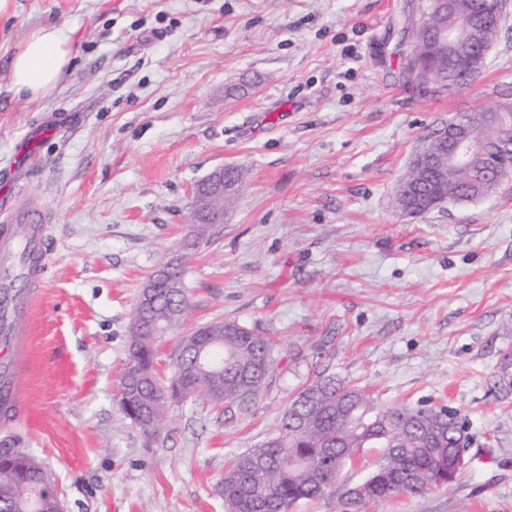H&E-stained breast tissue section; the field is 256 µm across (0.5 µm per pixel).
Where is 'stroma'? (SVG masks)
<instances>
[{"mask_svg":"<svg viewBox=\"0 0 512 512\" xmlns=\"http://www.w3.org/2000/svg\"><path fill=\"white\" fill-rule=\"evenodd\" d=\"M406 0H6L0 9V196L22 188L52 226L30 314L16 431L66 512H225L226 463L261 444L318 374L388 404L459 411L468 467L451 487L362 512H512V177L490 196L407 217L395 187L460 112L512 102V0L479 75L408 82ZM73 61L32 100L10 61L37 29ZM29 161L19 180L9 168ZM247 173L226 221L185 255L192 328L275 337L276 378L248 407L169 401L147 441L118 404L132 310L182 253L191 187Z\"/></svg>","mask_w":512,"mask_h":512,"instance_id":"35a3bbf8","label":"stroma"}]
</instances>
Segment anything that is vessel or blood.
I'll list each match as a JSON object with an SVG mask.
<instances>
[{
  "label": "vessel or blood",
  "instance_id": "b4317fda",
  "mask_svg": "<svg viewBox=\"0 0 512 512\" xmlns=\"http://www.w3.org/2000/svg\"><path fill=\"white\" fill-rule=\"evenodd\" d=\"M8 208L9 215L0 220V296L6 298L0 313V401L8 408L0 416V427L5 429L20 422L26 412L20 370L28 360V349L22 335L51 255L42 208L15 200Z\"/></svg>",
  "mask_w": 512,
  "mask_h": 512
}]
</instances>
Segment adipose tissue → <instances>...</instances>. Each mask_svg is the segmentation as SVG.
Returning <instances> with one entry per match:
<instances>
[{
	"label": "adipose tissue",
	"instance_id": "1",
	"mask_svg": "<svg viewBox=\"0 0 512 512\" xmlns=\"http://www.w3.org/2000/svg\"><path fill=\"white\" fill-rule=\"evenodd\" d=\"M72 58L71 37L62 26H49L33 33L11 60V78L16 90L32 99L54 90Z\"/></svg>",
	"mask_w": 512,
	"mask_h": 512
}]
</instances>
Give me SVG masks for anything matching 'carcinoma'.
I'll use <instances>...</instances> for the list:
<instances>
[{"mask_svg": "<svg viewBox=\"0 0 512 512\" xmlns=\"http://www.w3.org/2000/svg\"><path fill=\"white\" fill-rule=\"evenodd\" d=\"M442 16L431 0H419L404 17L402 32L414 29L409 52L401 59V72L409 71L408 57L421 61L423 83L464 84L466 78L448 57V43L439 38ZM475 168L443 162L436 167L408 165L399 183L412 195L400 211L420 215L439 207L448 196L463 195L475 179ZM202 225L190 218L181 241L185 252L196 249L203 238ZM188 309L185 289L161 288L155 304L132 316H143L172 328ZM202 342L215 346L224 369L199 374L194 366L196 343L185 336L173 350V374L162 384L156 373L158 337L146 329L128 337V359L119 386V405L127 417L137 416L142 433L160 435L168 400L199 392L217 408L248 405L260 396L278 369L276 342L236 321L209 324ZM460 415L445 406H384L365 389L332 375L306 385L284 410L272 435L263 443L233 457L224 469L221 492L227 512H288L301 500L323 498L335 491L340 464L353 458L381 433L379 459L363 481L358 499L345 498L349 512L396 494H423L457 481L448 472V456L458 435ZM303 459L299 469L288 467L284 453ZM51 481L43 466L28 467L24 451L0 453V512H24L32 505L55 512Z\"/></svg>", "mask_w": 512, "mask_h": 512, "instance_id": "cac0c4a2", "label": "carcinoma"}]
</instances>
